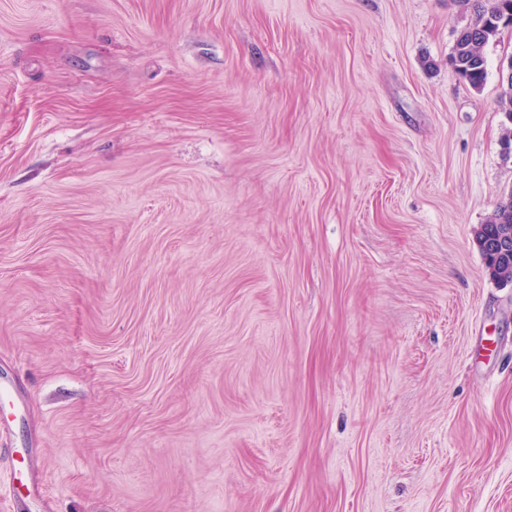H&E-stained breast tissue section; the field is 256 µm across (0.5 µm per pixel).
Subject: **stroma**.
I'll return each instance as SVG.
<instances>
[{
  "label": "stroma",
  "instance_id": "obj_1",
  "mask_svg": "<svg viewBox=\"0 0 512 512\" xmlns=\"http://www.w3.org/2000/svg\"><path fill=\"white\" fill-rule=\"evenodd\" d=\"M457 0H0V512H512V28ZM473 2L475 19L458 32L450 64L462 80L472 88L479 89L487 75L483 48L499 35L505 10L509 11L512 24V0H495L494 6L489 9H485L481 1ZM507 224V225H505ZM512 228V196L508 202L499 204L494 210L489 222L483 224L477 232L476 239H489L500 234L504 228ZM486 248H490L492 252H508L510 246L512 248V231L504 230V233L496 240L485 241ZM483 246H479L485 262V268L490 278L498 281L512 282V251L507 255H499L498 257L491 255V252L484 251Z\"/></svg>",
  "mask_w": 512,
  "mask_h": 512
}]
</instances>
